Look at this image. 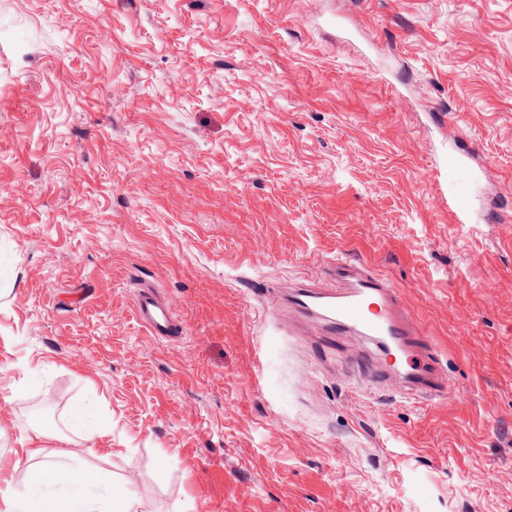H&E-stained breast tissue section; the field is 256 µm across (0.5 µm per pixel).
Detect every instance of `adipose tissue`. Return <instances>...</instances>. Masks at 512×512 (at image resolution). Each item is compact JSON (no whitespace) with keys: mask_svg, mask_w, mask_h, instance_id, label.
<instances>
[{"mask_svg":"<svg viewBox=\"0 0 512 512\" xmlns=\"http://www.w3.org/2000/svg\"><path fill=\"white\" fill-rule=\"evenodd\" d=\"M0 512H138L124 488L77 460L76 453H47L31 438L25 465L0 472Z\"/></svg>","mask_w":512,"mask_h":512,"instance_id":"adipose-tissue-1","label":"adipose tissue"}]
</instances>
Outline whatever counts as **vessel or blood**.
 I'll use <instances>...</instances> for the list:
<instances>
[{
  "instance_id": "vessel-or-blood-1",
  "label": "vessel or blood",
  "mask_w": 512,
  "mask_h": 512,
  "mask_svg": "<svg viewBox=\"0 0 512 512\" xmlns=\"http://www.w3.org/2000/svg\"><path fill=\"white\" fill-rule=\"evenodd\" d=\"M470 179L459 157L449 155L443 167L442 197L459 224L468 223L473 206L471 195L463 188ZM325 270L329 285L301 284L270 297V304L321 321L328 334H356L372 340L379 355L366 359L364 370L377 385H396L420 394L445 391L446 378L437 352L407 309L400 290L384 275L352 258L329 261ZM134 312L155 338L168 339L184 331L172 307L152 288L137 290Z\"/></svg>"
}]
</instances>
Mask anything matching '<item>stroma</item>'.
Returning <instances> with one entry per match:
<instances>
[{"mask_svg":"<svg viewBox=\"0 0 512 512\" xmlns=\"http://www.w3.org/2000/svg\"><path fill=\"white\" fill-rule=\"evenodd\" d=\"M343 253L442 395L267 305ZM45 426L140 512H512V0H0V458ZM471 180V174L458 156L448 154L443 167L442 198L448 202L455 223L467 224L473 206L471 195L463 189V184ZM134 312L151 336L168 339L180 336L184 327L172 307L154 290L144 287L134 296Z\"/></svg>","mask_w":512,"mask_h":512,"instance_id":"1","label":"stroma"}]
</instances>
